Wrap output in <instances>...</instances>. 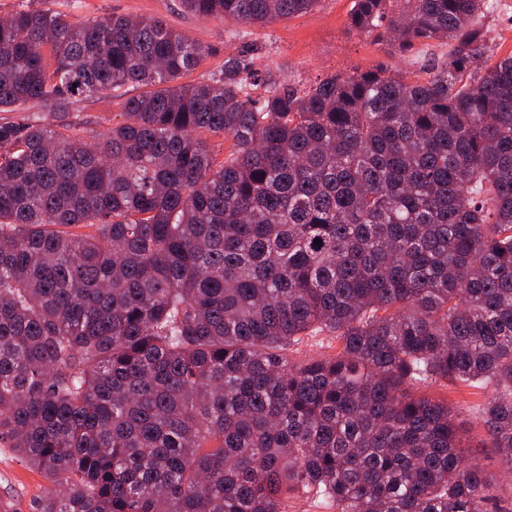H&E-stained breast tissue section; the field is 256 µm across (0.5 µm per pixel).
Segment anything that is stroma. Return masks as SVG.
<instances>
[{
  "mask_svg": "<svg viewBox=\"0 0 512 512\" xmlns=\"http://www.w3.org/2000/svg\"><path fill=\"white\" fill-rule=\"evenodd\" d=\"M44 2L74 20L112 14L163 18L175 30L213 48V55L202 65L203 71L218 69L226 56L248 50L259 67L270 69L289 85H307L335 72L349 75L379 67L393 75L422 77L433 61L449 50L445 42L418 43L406 53L374 44L349 26L353 0H317L310 11L278 19L262 28H250L242 39L231 37L232 26L223 20L182 11L179 0ZM52 121L86 136L124 123L125 116L115 99L102 95L53 116ZM419 392L457 408L458 436L468 459L479 463L486 472L499 474L500 457L490 448L484 424L475 411L483 401L481 390L434 384L420 387ZM49 489V483L14 449L0 447V503L12 512H33L34 502Z\"/></svg>",
  "mask_w": 512,
  "mask_h": 512,
  "instance_id": "1",
  "label": "stroma"
}]
</instances>
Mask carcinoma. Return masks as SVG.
Here are the masks:
<instances>
[{
	"mask_svg": "<svg viewBox=\"0 0 512 512\" xmlns=\"http://www.w3.org/2000/svg\"><path fill=\"white\" fill-rule=\"evenodd\" d=\"M179 2L262 28L317 0ZM389 2L350 26L448 41L429 77L297 88L243 51L182 83L211 49L160 18L0 17V447L58 487L35 512H488L416 388L487 390L512 473V55L489 0ZM99 94L126 120L92 143L29 113ZM316 333L337 352L293 361ZM495 2V8L481 20L484 28L489 30V35L494 39L493 60L512 54V0ZM288 512H335L329 504L312 493L297 489L288 499Z\"/></svg>",
	"mask_w": 512,
	"mask_h": 512,
	"instance_id": "cac0c4a2",
	"label": "carcinoma"
}]
</instances>
